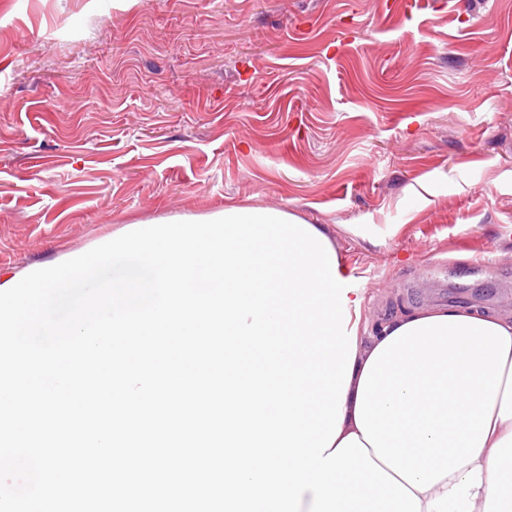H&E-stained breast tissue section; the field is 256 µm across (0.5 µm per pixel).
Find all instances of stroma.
Here are the masks:
<instances>
[{"mask_svg":"<svg viewBox=\"0 0 512 512\" xmlns=\"http://www.w3.org/2000/svg\"><path fill=\"white\" fill-rule=\"evenodd\" d=\"M229 203L329 225L368 327L512 317V0H10L1 283Z\"/></svg>","mask_w":512,"mask_h":512,"instance_id":"obj_1","label":"stroma"}]
</instances>
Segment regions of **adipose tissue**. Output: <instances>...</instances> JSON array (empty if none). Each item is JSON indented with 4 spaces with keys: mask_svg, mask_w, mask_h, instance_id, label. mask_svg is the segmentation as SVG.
Here are the masks:
<instances>
[{
    "mask_svg": "<svg viewBox=\"0 0 512 512\" xmlns=\"http://www.w3.org/2000/svg\"><path fill=\"white\" fill-rule=\"evenodd\" d=\"M342 435L420 512H512V318L410 307L358 337Z\"/></svg>",
    "mask_w": 512,
    "mask_h": 512,
    "instance_id": "adipose-tissue-1",
    "label": "adipose tissue"
}]
</instances>
